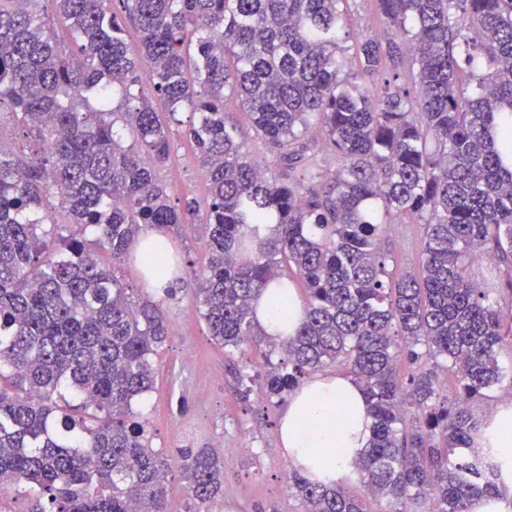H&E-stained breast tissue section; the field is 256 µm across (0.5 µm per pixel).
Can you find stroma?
Masks as SVG:
<instances>
[{
	"mask_svg": "<svg viewBox=\"0 0 512 512\" xmlns=\"http://www.w3.org/2000/svg\"><path fill=\"white\" fill-rule=\"evenodd\" d=\"M347 44L367 36L382 37L376 0H352L343 20ZM224 111L245 143V149L269 173H277L278 159L257 137L249 114L235 99H227ZM171 135V151L157 175L173 197L204 198L206 185L184 125L161 114ZM169 242L182 261L181 276L206 265L208 240L204 235L173 234ZM387 267L393 276L417 272L421 263V228L398 224L381 240ZM170 335L154 361L159 369L156 389L140 404L152 446L163 458L175 455L179 445L192 442L198 448L227 452L224 461V497L213 512H295L288 496V472L283 469L279 423L284 406L268 404L260 392L242 400L234 375L235 364L221 346L211 341L192 301L185 293L165 305Z\"/></svg>",
	"mask_w": 512,
	"mask_h": 512,
	"instance_id": "1",
	"label": "stroma"
}]
</instances>
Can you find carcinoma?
I'll use <instances>...</instances> for the list:
<instances>
[{
	"instance_id": "carcinoma-1",
	"label": "carcinoma",
	"mask_w": 512,
	"mask_h": 512,
	"mask_svg": "<svg viewBox=\"0 0 512 512\" xmlns=\"http://www.w3.org/2000/svg\"><path fill=\"white\" fill-rule=\"evenodd\" d=\"M110 2L0 0V109L43 146L26 162L0 139V477L36 492L31 512H168L170 464L135 410L169 336L164 300L133 296L98 256L116 266L139 235L199 224L210 255L193 301L224 352L245 358L264 335L262 292L287 306L283 271L306 293L294 337L267 341L265 374L239 375L242 399L257 383L280 403L333 366L365 394L363 456L334 484L293 472L298 512H371L369 499L378 512H472L504 499L512 452L473 407L512 389L499 365L512 306L467 268L481 253L512 267V0H377L390 37L351 48L348 0H121L119 14ZM230 96L280 174L244 150ZM158 102L191 114L202 204L172 202L157 176L170 149ZM48 196L67 223L40 213ZM406 216L421 225L422 270L394 280L379 241ZM145 254V275L178 276L168 246ZM64 389L84 417L57 403ZM177 456L210 512L224 461L209 448Z\"/></svg>"
}]
</instances>
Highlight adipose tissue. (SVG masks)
I'll list each match as a JSON object with an SVG mask.
<instances>
[{
	"label": "adipose tissue",
	"mask_w": 512,
	"mask_h": 512,
	"mask_svg": "<svg viewBox=\"0 0 512 512\" xmlns=\"http://www.w3.org/2000/svg\"><path fill=\"white\" fill-rule=\"evenodd\" d=\"M278 309V303L265 294L257 305V315L266 334L283 341L292 337L304 314L297 289L288 292L287 317H280ZM314 415L321 418L322 425L310 436L303 426ZM370 427L371 417L360 387L346 376L320 372L289 397L280 423L282 451L295 467L306 473L315 470V458L321 451H330L336 460L330 476L341 478L362 456Z\"/></svg>",
	"instance_id": "ef3b65f1"
}]
</instances>
